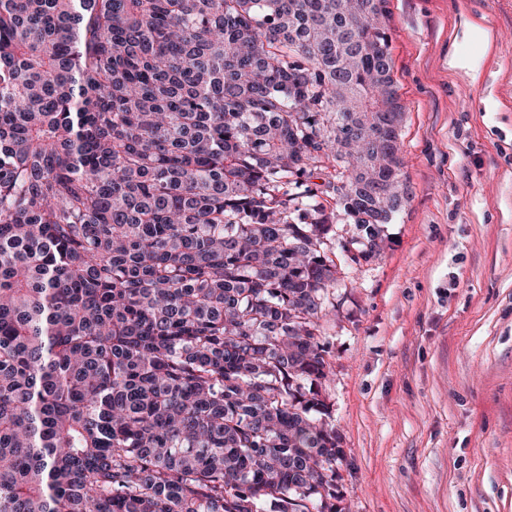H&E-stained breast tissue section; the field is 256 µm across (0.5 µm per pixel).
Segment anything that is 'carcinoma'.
<instances>
[{"mask_svg": "<svg viewBox=\"0 0 512 512\" xmlns=\"http://www.w3.org/2000/svg\"><path fill=\"white\" fill-rule=\"evenodd\" d=\"M388 19L0 0V512H342L326 203L377 255Z\"/></svg>", "mask_w": 512, "mask_h": 512, "instance_id": "carcinoma-1", "label": "carcinoma"}]
</instances>
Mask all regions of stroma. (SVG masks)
<instances>
[{
	"instance_id": "obj_1",
	"label": "stroma",
	"mask_w": 512,
	"mask_h": 512,
	"mask_svg": "<svg viewBox=\"0 0 512 512\" xmlns=\"http://www.w3.org/2000/svg\"><path fill=\"white\" fill-rule=\"evenodd\" d=\"M387 8L406 198L322 320L338 492L345 512H512V0Z\"/></svg>"
}]
</instances>
